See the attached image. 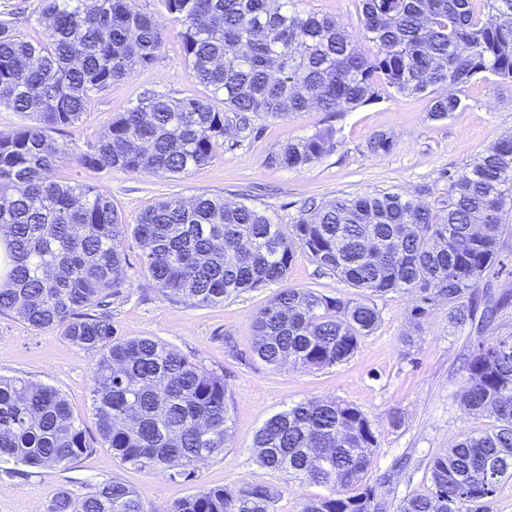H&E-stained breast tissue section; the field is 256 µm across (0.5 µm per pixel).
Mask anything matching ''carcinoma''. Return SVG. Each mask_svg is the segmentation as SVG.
I'll use <instances>...</instances> for the list:
<instances>
[{
	"label": "carcinoma",
	"mask_w": 512,
	"mask_h": 512,
	"mask_svg": "<svg viewBox=\"0 0 512 512\" xmlns=\"http://www.w3.org/2000/svg\"><path fill=\"white\" fill-rule=\"evenodd\" d=\"M358 0L366 53L333 17L298 10L295 0H163L181 23L184 59L210 92L175 98L152 92L112 119L105 135L79 154L97 169L177 175L207 165L235 128L255 118L284 119L318 109L332 116L372 104L387 87L428 98L430 116L467 107L453 87L491 73L512 83V0ZM44 38L0 21V106L30 118L0 132V236L8 272L0 313L35 330L60 329L73 345L98 354L90 376L98 438L77 423L52 386L0 376V463L67 469L100 444L134 468L191 480L228 447L230 399L224 376L148 337L118 338L103 308L121 293L128 236L143 247L154 286L198 307L287 279L295 252L354 289L330 297L283 288L253 317L252 354L263 365L303 370L338 366L379 325L374 298L411 295L414 335L430 309L448 306L457 327L474 319L483 275L495 266L512 214V136L448 175L430 205L420 186L311 202L292 224L221 195L168 197L128 224L108 192L61 182L57 164L73 152L53 133L81 121L88 103L113 83L152 64L164 28L138 0H45ZM389 137L369 138L385 154ZM335 147L333 129L285 141L271 166L305 169ZM461 410L494 419L436 455L426 493L399 512H479L512 478V336L477 344L464 366ZM377 430L352 403L311 398L272 415L254 443L259 462L325 487L301 512H387L382 485L365 476ZM264 486L204 488L167 512H277ZM51 512H148L122 480L100 482L79 497L58 494Z\"/></svg>",
	"instance_id": "cac0c4a2"
}]
</instances>
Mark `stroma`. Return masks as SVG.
I'll return each instance as SVG.
<instances>
[{
  "label": "stroma",
  "instance_id": "stroma-1",
  "mask_svg": "<svg viewBox=\"0 0 512 512\" xmlns=\"http://www.w3.org/2000/svg\"><path fill=\"white\" fill-rule=\"evenodd\" d=\"M139 5L163 20L165 41L158 57L148 68L93 98L82 121L61 132L59 141L87 150L106 132L113 117L151 91L176 98L206 96V88L184 61L180 24L166 18L162 0H139ZM43 6V0H0V21L10 20L25 35L40 37ZM298 7L339 19L362 50H369V43L362 40L355 0H300ZM459 94L466 109L442 120L430 118L427 98L388 90L376 103L336 118L312 109L281 120H260L256 134L244 140L235 133L227 135L212 163L174 177L96 170L73 156L59 164L55 175L63 182L107 190L130 224L157 198H188L202 192L267 209L282 224L293 223L306 201L329 200L339 194L384 188L411 191L427 185L436 197L443 193L448 175L460 172L478 151L512 136L511 84L490 75L466 84ZM330 124L337 130L336 146L315 164L300 171L267 165L268 154L284 141ZM376 134L390 137V152L367 151L369 138ZM124 250L125 285L112 301L113 325L121 336L160 340L189 360L223 374L233 407L232 445L201 465L191 482L125 465L104 447L84 455L67 470L35 473L5 465L0 467V512H50L58 492L80 496L115 477L139 492L148 512H163L180 498L232 482L267 486L278 496V512H300L308 498L321 494V487L262 466L254 440L267 418L313 397L353 403L373 421L377 447L366 481L384 483L394 506L405 495L427 492L428 468L435 455L462 435L481 434L493 423L485 414H463L456 397L463 386V362L477 342L512 336V305L501 309L494 323L480 331L456 329L448 321L447 306H435L410 347L403 339L413 299L391 293L377 298L380 324L361 339L346 362L316 371L288 364L273 369L251 357L252 317L277 294L278 285L198 307L167 296L152 284L135 239H127ZM286 285L332 297L353 293L336 275L319 272L301 250L295 254ZM97 360V353L75 347L61 330L37 331L12 314H0V375L24 376L54 386L91 434L96 420L89 379ZM396 411L402 415L397 427L390 423Z\"/></svg>",
  "mask_w": 512,
  "mask_h": 512
}]
</instances>
